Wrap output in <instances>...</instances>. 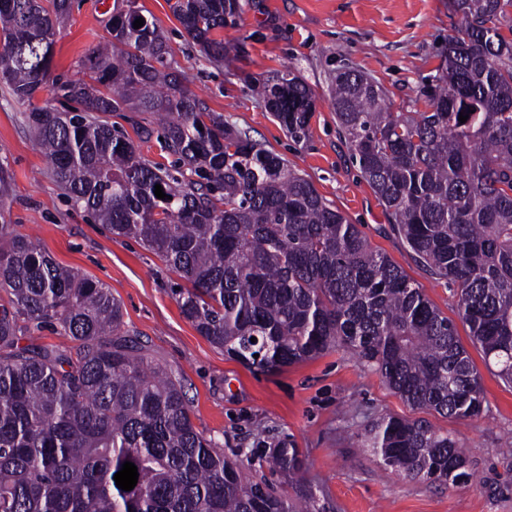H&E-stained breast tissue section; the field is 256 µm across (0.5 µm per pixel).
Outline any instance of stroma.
<instances>
[{
    "instance_id": "35a3bbf8",
    "label": "stroma",
    "mask_w": 512,
    "mask_h": 512,
    "mask_svg": "<svg viewBox=\"0 0 512 512\" xmlns=\"http://www.w3.org/2000/svg\"><path fill=\"white\" fill-rule=\"evenodd\" d=\"M175 0H137L153 17L188 88L210 111L248 130L253 139L307 176L327 203L359 225L372 247L422 287L456 321L460 341L481 375L484 412L457 421L404 403L380 375L355 356L332 350L274 373L229 359L182 316L171 294L176 275L135 238L113 236L74 208L53 180L24 119V108L0 81V161L12 173L14 229L60 265L80 270L120 301L126 330L150 358L182 380L196 427L218 439L228 457L251 460L256 478L269 474V448L292 443L305 465L296 485L312 493L320 512H512V386L487 368L469 329L458 321L457 298L433 278L401 237L351 159L332 104L335 71L350 65L377 81L395 108L408 107L442 61L459 18L452 0H246L236 27L224 29V61L203 56L173 14ZM114 0H73L55 37L52 72L71 76L107 34ZM294 68L314 89L308 135L297 142L255 96L250 77ZM428 420L468 449V481L454 486L412 480L385 470L363 436L385 415Z\"/></svg>"
}]
</instances>
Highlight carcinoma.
<instances>
[{
    "mask_svg": "<svg viewBox=\"0 0 512 512\" xmlns=\"http://www.w3.org/2000/svg\"><path fill=\"white\" fill-rule=\"evenodd\" d=\"M453 7L460 23L423 91L426 110L392 111L382 86L353 67L336 71L332 101L393 230L456 288L473 344L511 384L512 37L502 29L512 33V0ZM71 9L72 0H0L5 82L71 203L161 258L200 335L262 372L349 351L415 409L482 414L481 376L455 324L305 175L188 92L154 19L136 29L141 11L113 6L89 79L52 76L47 33ZM242 9V0H176L174 14L205 57L222 60L214 32ZM251 85L293 139L306 138L315 93L302 77L289 70ZM48 86L52 98L35 104ZM112 112L155 114L175 163L142 159L102 119ZM10 185L1 162L0 512H317L305 492L291 499L248 478L196 428L182 380L123 330L109 289L13 233ZM46 325L75 346H19L22 332ZM364 447L410 479L470 477L461 441L422 419L384 416ZM126 461L139 474L130 491L114 480ZM267 463L293 479L303 453L281 444Z\"/></svg>",
    "mask_w": 512,
    "mask_h": 512,
    "instance_id": "carcinoma-1",
    "label": "carcinoma"
}]
</instances>
